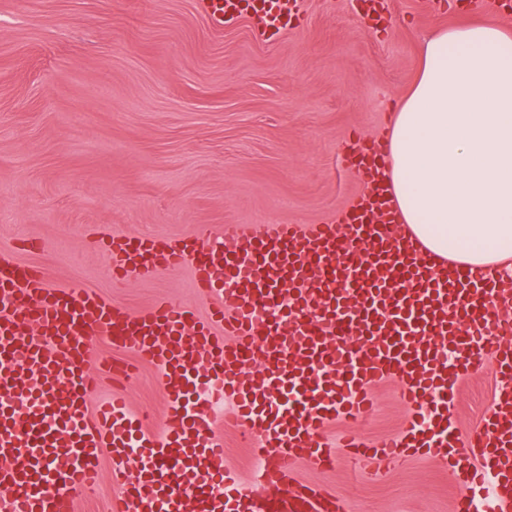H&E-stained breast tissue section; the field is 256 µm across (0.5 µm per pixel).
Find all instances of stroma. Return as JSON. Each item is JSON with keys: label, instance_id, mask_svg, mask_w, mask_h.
<instances>
[{"label": "stroma", "instance_id": "obj_1", "mask_svg": "<svg viewBox=\"0 0 512 512\" xmlns=\"http://www.w3.org/2000/svg\"><path fill=\"white\" fill-rule=\"evenodd\" d=\"M304 21L278 40L253 17L217 30L199 0H0V252L39 266L49 286L90 288L129 311L198 300L189 270L122 291L99 239L118 230L178 240L207 225L319 224L365 189L340 154L351 135L379 140L389 104L410 91L422 39L466 21L454 4L393 0L379 35L350 0H302ZM489 369L458 386L448 421L461 440L492 402ZM359 427L383 441L407 427L392 383ZM132 411L165 412L157 368L138 366ZM222 469L261 468L224 427ZM349 512H452L462 478L428 459L379 473L345 454L295 464Z\"/></svg>", "mask_w": 512, "mask_h": 512}]
</instances>
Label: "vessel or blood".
Here are the masks:
<instances>
[{"label":"vessel or blood","mask_w":512,"mask_h":512,"mask_svg":"<svg viewBox=\"0 0 512 512\" xmlns=\"http://www.w3.org/2000/svg\"><path fill=\"white\" fill-rule=\"evenodd\" d=\"M297 0H205L217 27L257 18L264 35L298 25ZM382 143L352 138L341 157L369 183L339 218L324 224H228L221 239L198 226L181 240L111 232L112 285L188 269L207 315L158 301L129 314L87 288H52L42 271L0 256V512H73L100 484L104 452L121 457L138 437L142 464L113 469L112 512H347L343 502L288 484L296 460L326 469L335 451L321 436L336 420L362 421L370 389L393 380L410 424L398 438L343 447L367 468L429 456L463 474L454 512H474L473 487L489 483L490 512H512V279L458 269L402 234L376 184ZM287 296L278 317L260 305ZM144 359L160 371L162 417L132 414L126 385L90 406L97 380L86 367L88 338ZM458 353L456 362L442 357ZM490 355L496 388L469 441L448 425L455 383ZM210 404L231 403L241 439L261 455L275 450L273 477L244 484L222 474L224 442L210 404L188 408L198 388Z\"/></svg>","instance_id":"obj_1"}]
</instances>
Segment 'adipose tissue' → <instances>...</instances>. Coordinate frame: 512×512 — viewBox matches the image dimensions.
I'll return each mask as SVG.
<instances>
[{
    "label": "adipose tissue",
    "mask_w": 512,
    "mask_h": 512,
    "mask_svg": "<svg viewBox=\"0 0 512 512\" xmlns=\"http://www.w3.org/2000/svg\"><path fill=\"white\" fill-rule=\"evenodd\" d=\"M386 143L411 240L463 268L511 273L512 32L471 21L426 37Z\"/></svg>",
    "instance_id": "obj_1"
}]
</instances>
